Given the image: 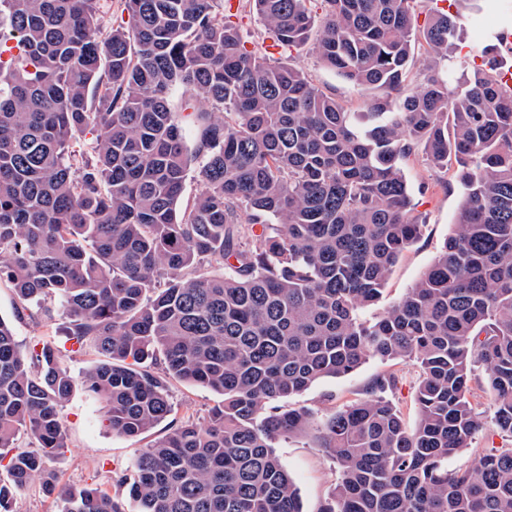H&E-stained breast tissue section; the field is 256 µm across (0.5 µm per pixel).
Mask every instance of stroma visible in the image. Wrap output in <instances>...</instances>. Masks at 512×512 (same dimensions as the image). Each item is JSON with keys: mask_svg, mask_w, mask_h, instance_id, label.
Wrapping results in <instances>:
<instances>
[{"mask_svg": "<svg viewBox=\"0 0 512 512\" xmlns=\"http://www.w3.org/2000/svg\"><path fill=\"white\" fill-rule=\"evenodd\" d=\"M237 2L233 21L238 25L247 49L275 62H299L310 80L325 93L351 111H362L364 96L360 87L326 68L312 47H290L275 41L249 0ZM479 7L478 23L465 25L459 34V54H470L490 31L502 28L512 20V0H481ZM403 170L414 213L422 227L418 240L403 252L392 269L380 301L384 307L400 299L422 276L451 234L462 199L452 170L431 167L423 152H416L404 162ZM17 306L11 283L0 279V318L11 324L29 364H36L37 353L46 345L60 351L66 366L78 379L99 362L100 356L92 346L80 348L69 340L66 334L68 318L61 309H53L48 318L36 311L21 317L16 313ZM385 373L397 376L398 383L391 397L397 402L405 424L414 426L417 420L414 394L419 369L413 363L401 360L370 359L346 376L318 381L290 398L288 404L293 408L330 413L354 399L365 397L374 379ZM471 387L481 414L482 428L470 448L449 457L448 467L452 470L472 467L479 455L512 448V436L502 433L494 422L483 366H475ZM169 394L172 411L165 421L150 433L123 437L113 434L107 427L101 403L78 382L60 408L66 450L48 462L56 477L58 493L71 487L99 485L121 500L125 512H137L126 487L117 484V477L129 472L133 460L165 435L170 426L188 420L206 424L211 409L223 401L222 395L215 391L174 379L169 382ZM275 451L294 480L304 512H320L339 478L335 464L322 449L304 439L280 438ZM58 493L47 495L40 483H32L18 494L15 512H59Z\"/></svg>", "mask_w": 512, "mask_h": 512, "instance_id": "35a3bbf8", "label": "stroma"}]
</instances>
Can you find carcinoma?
Segmentation results:
<instances>
[{
	"label": "carcinoma",
	"instance_id": "cac0c4a2",
	"mask_svg": "<svg viewBox=\"0 0 512 512\" xmlns=\"http://www.w3.org/2000/svg\"><path fill=\"white\" fill-rule=\"evenodd\" d=\"M96 2L0 0V278L23 311L58 302L71 340L102 356L82 383L113 433L164 421L172 379L224 396L207 425L135 459L121 483L138 512H303L281 436L336 463L320 512H512V449L447 466L481 426L477 361L512 434V86L491 57L504 30L474 68L452 56L458 13L421 25L416 0H324L313 50L371 93L349 112L300 65L248 50L216 0H123L127 24L105 38ZM253 2L278 42L309 41V0ZM418 48L423 80L393 112ZM419 146L463 200L423 276L367 320L420 234L400 166ZM195 163L205 190L184 208ZM217 260L224 273L204 271ZM371 358L418 367L413 428L384 397L393 374L324 417L279 405ZM37 361L34 375L0 319V512L36 480L54 493L47 460L66 447L75 377L50 346ZM22 428L38 450L13 452ZM62 512L125 510L86 485Z\"/></svg>",
	"mask_w": 512,
	"mask_h": 512
}]
</instances>
